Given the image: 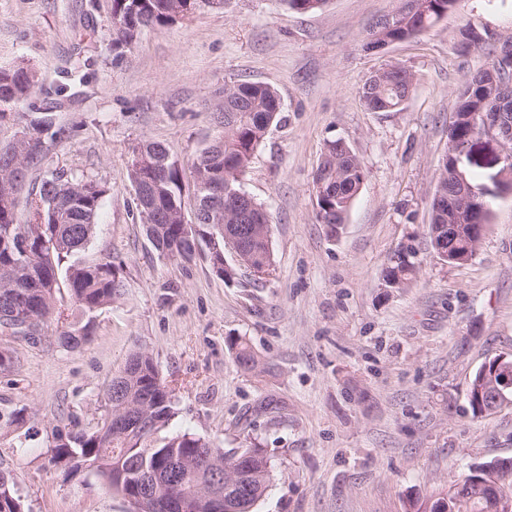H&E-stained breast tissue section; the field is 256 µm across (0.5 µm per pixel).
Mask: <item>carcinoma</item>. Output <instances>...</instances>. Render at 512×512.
<instances>
[{"mask_svg":"<svg viewBox=\"0 0 512 512\" xmlns=\"http://www.w3.org/2000/svg\"><path fill=\"white\" fill-rule=\"evenodd\" d=\"M286 10L307 13L323 7L328 0H278ZM205 0H111L112 45L120 49L130 45L143 30L176 20L190 18ZM458 0H428L425 12L414 9L410 0H402L393 29L385 37L415 38L454 11ZM506 65L504 76H512V57L499 54L488 67L469 75L458 91L453 129L448 139L455 145L465 143L475 129L494 112L500 96L499 85L492 83L490 70ZM414 75L400 65L377 72L360 91L361 99L372 112L397 110L413 93ZM41 92L59 102L67 100V86L38 87L35 74L24 66H0V117L2 107L28 102ZM214 112L221 127L218 136L193 161V214L197 223H182L184 186L181 168L166 146L150 139L140 141L133 150L129 177L133 186L147 188L136 197V206L144 221V230L159 256L191 261L205 258L221 277L236 274L240 268L259 279L273 269L269 218L262 205L251 201L253 220L239 219L234 193L241 191L239 175L250 164L257 148L268 133L267 124L278 122L280 101L269 85L240 82L224 87ZM54 127L49 112L31 118L22 135L0 142V334L25 337L31 327L20 313H28L32 324L45 330L55 312L57 293L66 289L85 320L67 318L56 328L62 347L77 348L94 335L93 314L121 295L124 282L119 266L113 261L87 264L80 259L94 238L96 217L105 190L91 180L76 179L57 172L42 181L38 191L26 197L27 219L17 222V207L28 169L40 161L43 138ZM364 180V169L357 155L343 142L331 141L314 177L316 218L318 223L335 226L344 223ZM224 185L222 208L218 209L206 189L210 182ZM453 205L432 211L427 225L430 240L448 237L444 227L457 224ZM237 239L238 268H224V236ZM474 256L460 237L445 253L438 254L448 264H462ZM416 274L410 254L400 250L383 271L387 288H403ZM236 364L251 370L257 360L249 344L231 342ZM125 365H136L144 375L125 383L123 400L104 396L102 413L93 422L81 426L69 423L53 430L52 459L76 466L85 464L110 487L126 493V488L112 479L115 466L144 478L161 462V454L175 448L198 469L195 480L205 484L214 477L225 479L245 473L242 491L224 494V512H252L272 479L269 457L259 445L223 451L209 439L184 433L164 434L175 415L173 390L162 385L150 402L143 401L138 384L159 376L152 357L142 351L131 353ZM125 405H140L148 413L149 428L141 434L133 430H112V415ZM457 497L437 496L434 512H497V497H512V473L497 470L484 473L482 484L462 480Z\"/></svg>","mask_w":512,"mask_h":512,"instance_id":"carcinoma-1","label":"carcinoma"}]
</instances>
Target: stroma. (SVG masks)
I'll use <instances>...</instances> for the list:
<instances>
[{"label":"stroma","mask_w":512,"mask_h":512,"mask_svg":"<svg viewBox=\"0 0 512 512\" xmlns=\"http://www.w3.org/2000/svg\"><path fill=\"white\" fill-rule=\"evenodd\" d=\"M399 5L328 0L301 14L278 0H226L116 51L110 15L91 0H0V66H27L43 86L72 73L74 97L54 110L64 134L46 139L26 187L54 170L103 187L83 258L114 259L125 283L82 347H59L51 327L34 344L0 336L15 352L0 373V470L23 512H130L93 469L54 463L49 445L56 426L98 415L134 350L174 390L169 433L266 449L273 478L254 512H406L471 464L512 456V406L476 417L465 398L486 359L512 354V193L491 198L466 264L440 261L427 234L456 89L512 37V0H460L417 38L364 51L368 26ZM466 26L490 44L460 53ZM394 63L414 74L413 93L398 111L368 110L361 86ZM241 81L270 85L282 103L239 176L270 218L274 269L259 281L159 256L129 180L144 138L189 169L219 132L217 92ZM338 139L365 177L331 235L315 219L314 176ZM401 248L413 251L416 277L383 287ZM238 337L255 370L235 364ZM21 407L35 415L33 437L6 422Z\"/></svg>","instance_id":"obj_1"}]
</instances>
